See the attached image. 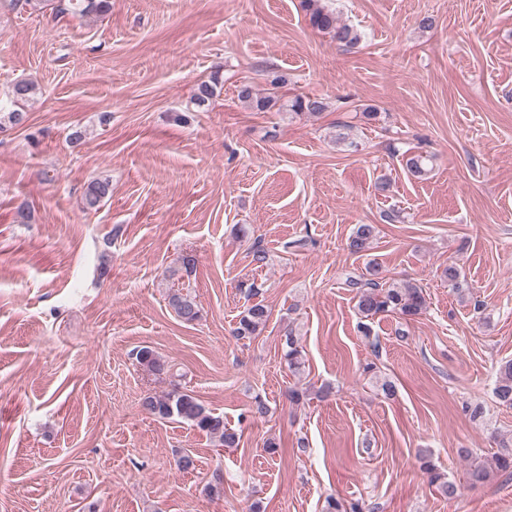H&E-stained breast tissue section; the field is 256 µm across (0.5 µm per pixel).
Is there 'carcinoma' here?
I'll return each mask as SVG.
<instances>
[{
  "instance_id": "cac0c4a2",
  "label": "carcinoma",
  "mask_w": 512,
  "mask_h": 512,
  "mask_svg": "<svg viewBox=\"0 0 512 512\" xmlns=\"http://www.w3.org/2000/svg\"><path fill=\"white\" fill-rule=\"evenodd\" d=\"M309 15L312 28L328 33L342 47L353 48L361 42V33L350 25L340 22L336 12L324 6L321 0H303ZM110 0H59L56 12L74 17L103 15L110 10ZM223 87L220 71H215L210 81L198 87V92L192 101L197 107L210 105L216 97L217 89ZM237 97L257 112H267L273 109L278 98L273 95L256 96L252 87L243 83L239 86ZM288 110L299 115H317L325 110L322 98L308 95H297L288 102ZM430 159L421 154H413L406 158L405 167L408 173L421 179L429 173ZM112 194V184L109 179L91 181L84 192L83 208L86 211H96L101 202ZM376 236V227L372 224H359L348 239V248L355 254L367 252ZM444 281L453 290L460 292L466 287L465 279L454 263L444 267L441 273ZM349 287L357 289V308L366 318L377 315L396 313L405 319H410L426 309V298L422 288L406 283L396 285L387 282L382 276L380 266L370 260L365 265V273L347 278ZM168 304L176 315L185 323H193L200 317V309L190 292L180 289L168 297ZM270 313L268 308L255 303L246 308L240 315L233 335L239 339H250L261 334L266 327ZM135 359L138 364L156 374H167L171 366L163 361L151 348L143 346L136 350ZM283 359L288 369L294 373L300 372L304 366L303 351L293 332L285 335L283 343ZM495 396L505 406H512V362L503 364L499 370L495 386ZM142 406L149 414L160 419L179 418L190 426L206 433L217 440L224 448L239 446L240 434L227 427L224 416L209 410L190 391L174 386L162 395H148L143 398ZM424 469L428 474L429 483L445 498H452L457 493V487L447 476L431 462L426 461ZM512 475V444L501 441L493 455L491 465L476 463L470 466L469 474L476 483L486 481L492 472Z\"/></svg>"
}]
</instances>
